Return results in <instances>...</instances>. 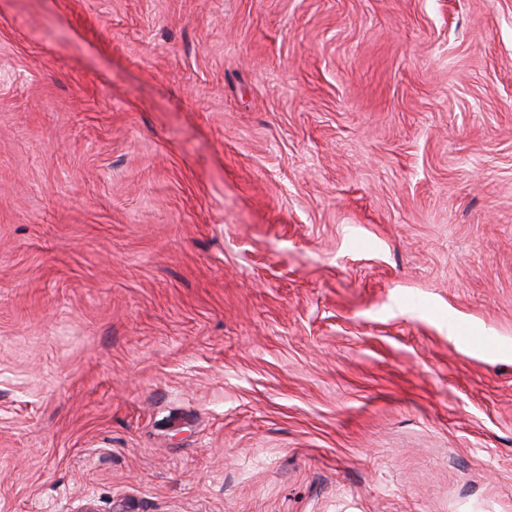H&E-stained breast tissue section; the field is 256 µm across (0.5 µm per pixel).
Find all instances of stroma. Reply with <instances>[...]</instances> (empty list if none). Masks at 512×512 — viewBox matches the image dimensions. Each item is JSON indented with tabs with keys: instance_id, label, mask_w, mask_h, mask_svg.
<instances>
[{
	"instance_id": "35a3bbf8",
	"label": "stroma",
	"mask_w": 512,
	"mask_h": 512,
	"mask_svg": "<svg viewBox=\"0 0 512 512\" xmlns=\"http://www.w3.org/2000/svg\"><path fill=\"white\" fill-rule=\"evenodd\" d=\"M0 512H512V0H0Z\"/></svg>"
}]
</instances>
